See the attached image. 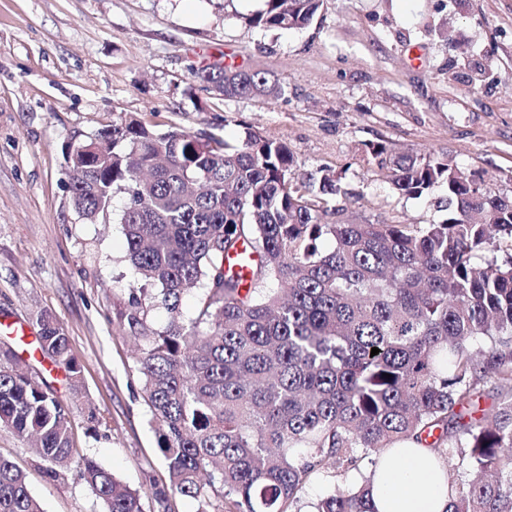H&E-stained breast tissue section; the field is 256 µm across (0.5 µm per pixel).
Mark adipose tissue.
Returning <instances> with one entry per match:
<instances>
[{
    "instance_id": "ef3b65f1",
    "label": "adipose tissue",
    "mask_w": 512,
    "mask_h": 512,
    "mask_svg": "<svg viewBox=\"0 0 512 512\" xmlns=\"http://www.w3.org/2000/svg\"><path fill=\"white\" fill-rule=\"evenodd\" d=\"M448 503L432 451L412 444L383 456L373 489L376 512H447Z\"/></svg>"
}]
</instances>
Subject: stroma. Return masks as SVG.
<instances>
[{
    "label": "stroma",
    "instance_id": "obj_1",
    "mask_svg": "<svg viewBox=\"0 0 512 512\" xmlns=\"http://www.w3.org/2000/svg\"><path fill=\"white\" fill-rule=\"evenodd\" d=\"M261 0H0V312L63 326L79 388L33 346L17 352L70 411L75 453L48 477L28 441L0 430V456L26 475L44 512H100L83 458L139 490L167 480L143 399L133 340L117 324L136 274L116 194L104 219L72 205L71 146L137 119L147 127L284 143L297 182L335 170L343 219L429 224L447 213L395 190L370 154L445 157L512 198V0H324L296 31L253 28ZM267 71L281 96L222 98L191 68ZM354 470L326 469L301 512Z\"/></svg>",
    "mask_w": 512,
    "mask_h": 512
}]
</instances>
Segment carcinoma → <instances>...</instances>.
<instances>
[{"instance_id": "1", "label": "carcinoma", "mask_w": 512, "mask_h": 512, "mask_svg": "<svg viewBox=\"0 0 512 512\" xmlns=\"http://www.w3.org/2000/svg\"><path fill=\"white\" fill-rule=\"evenodd\" d=\"M322 6L263 0L245 21L298 30ZM193 78L225 98L282 94L267 73L221 63ZM370 152L403 194L445 187L448 218L325 224L340 178L322 169L313 189L293 183L288 148L255 132L229 142L132 120L68 153L71 200L85 218L128 195L120 223L138 284L118 326L139 344L168 471L151 488L158 512L176 495L195 499L197 512H295L315 472L365 461L362 483L314 512H372L375 468L407 442L443 466L469 459L466 478L446 479L448 512H512V200L447 159L384 144ZM242 244L254 256L246 279L226 265ZM160 309L167 321L157 327ZM38 323L42 356L79 387L63 326L47 314ZM14 356L0 350V428L36 438L54 476L72 459L70 411ZM83 480L103 512H144L140 492L92 459ZM0 512H43L1 457Z\"/></svg>"}]
</instances>
